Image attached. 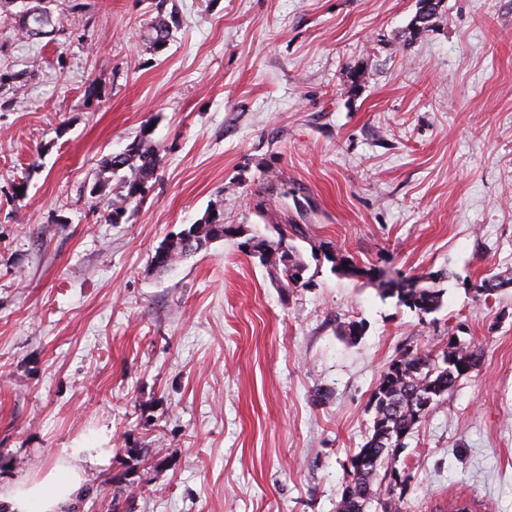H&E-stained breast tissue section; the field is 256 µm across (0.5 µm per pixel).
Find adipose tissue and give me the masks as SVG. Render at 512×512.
Masks as SVG:
<instances>
[{
	"label": "adipose tissue",
	"mask_w": 512,
	"mask_h": 512,
	"mask_svg": "<svg viewBox=\"0 0 512 512\" xmlns=\"http://www.w3.org/2000/svg\"><path fill=\"white\" fill-rule=\"evenodd\" d=\"M102 454V449L82 444L62 449L43 476L16 481L0 493V512H77L85 494V474Z\"/></svg>",
	"instance_id": "1"
}]
</instances>
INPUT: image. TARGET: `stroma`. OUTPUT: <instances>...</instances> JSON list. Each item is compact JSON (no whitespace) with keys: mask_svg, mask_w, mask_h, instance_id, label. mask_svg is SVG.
Instances as JSON below:
<instances>
[{"mask_svg":"<svg viewBox=\"0 0 512 512\" xmlns=\"http://www.w3.org/2000/svg\"><path fill=\"white\" fill-rule=\"evenodd\" d=\"M52 0L33 44L0 16V490L98 436L83 512H336L408 352L481 348L400 453V512L469 493L512 512V0ZM152 131L142 203L104 221L103 156ZM287 184V197L267 185ZM241 227L165 270L209 213ZM289 242L281 287L243 238ZM446 271L422 316L322 252ZM364 331L349 340V322ZM166 1L158 0L156 3V21L151 26V30L147 36L150 47L155 49L164 46L170 34L171 24L175 23V12H166ZM278 235V240L268 241L266 239L252 241L249 245L254 253L259 255L261 263L275 271L277 279L284 288L306 286L311 283L305 279L307 267L300 259L297 251L293 246L286 247L287 249L281 250V247L286 243L288 237V224H278L274 227ZM266 254V259L263 257Z\"/></svg>","mask_w":512,"mask_h":512,"instance_id":"35a3bbf8","label":"stroma"}]
</instances>
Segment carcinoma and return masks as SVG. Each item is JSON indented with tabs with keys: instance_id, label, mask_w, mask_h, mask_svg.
I'll list each match as a JSON object with an SVG mask.
<instances>
[{
	"instance_id": "obj_1",
	"label": "carcinoma",
	"mask_w": 512,
	"mask_h": 512,
	"mask_svg": "<svg viewBox=\"0 0 512 512\" xmlns=\"http://www.w3.org/2000/svg\"><path fill=\"white\" fill-rule=\"evenodd\" d=\"M156 21L147 36L150 46L157 49L167 41L175 13L166 11V0H157ZM0 14L10 15L18 23L21 35L31 39L40 32L53 33L51 12L45 0H0ZM159 161L158 148L145 134L126 147L125 151L105 156L99 172L109 173L116 186L107 202V220L115 223L123 217L126 207L143 200L145 187L153 178ZM278 240H257L250 244L261 263L275 271L283 288L306 286L307 267L294 247L282 249L288 237V225H273ZM194 248L199 250L212 240L235 232L232 225L212 214L199 224L188 227ZM167 264L171 265L186 256L182 243L174 239L162 242ZM333 263L332 270L353 278L364 279L376 286L384 298H397L399 304L419 315L431 314L443 305L445 289L437 286L447 273L425 272L420 275L402 276L411 283L409 288L397 287L398 278L374 265L359 266L347 255L337 250L324 253ZM483 352L477 347L461 346L453 341L434 354L430 351L407 354L396 360L381 376L373 394L374 418L372 433L354 455L347 481L355 484L359 501L341 498L337 512H365L369 502L375 500L382 512H399L393 497L395 486L404 483L399 479L382 485L385 477L380 471L395 467L405 439L411 437L422 423L428 409L448 394L464 375L480 366Z\"/></svg>"
}]
</instances>
